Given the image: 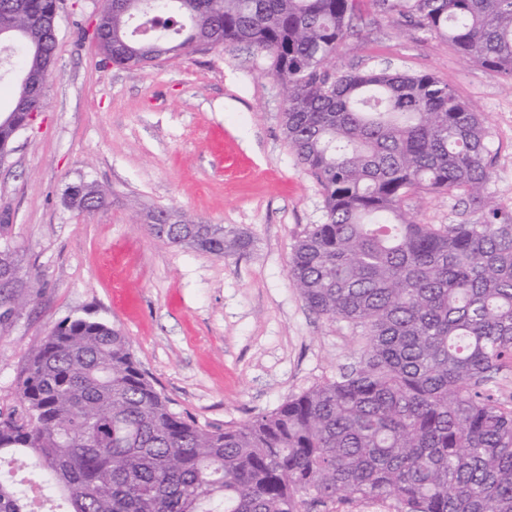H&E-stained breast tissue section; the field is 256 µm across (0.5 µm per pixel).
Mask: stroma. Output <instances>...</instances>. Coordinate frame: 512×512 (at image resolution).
<instances>
[{
	"label": "stroma",
	"instance_id": "stroma-1",
	"mask_svg": "<svg viewBox=\"0 0 512 512\" xmlns=\"http://www.w3.org/2000/svg\"><path fill=\"white\" fill-rule=\"evenodd\" d=\"M101 0H62L43 108L0 162V245L22 302L0 316V413L58 322L105 321L176 411L203 427L243 423L354 363L361 338L305 303L288 275L296 241L322 223L316 178L281 129L283 90L269 57L219 46L145 67L105 66L87 27ZM340 71L390 68L448 83L488 130L491 206L512 213V81L372 6L332 59ZM93 182L107 205L82 212L69 186ZM422 224H477L459 194L411 197ZM165 210L250 237L223 258L155 239Z\"/></svg>",
	"mask_w": 512,
	"mask_h": 512
}]
</instances>
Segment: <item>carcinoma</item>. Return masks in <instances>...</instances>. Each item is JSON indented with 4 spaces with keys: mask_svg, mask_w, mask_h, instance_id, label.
I'll return each instance as SVG.
<instances>
[{
    "mask_svg": "<svg viewBox=\"0 0 512 512\" xmlns=\"http://www.w3.org/2000/svg\"><path fill=\"white\" fill-rule=\"evenodd\" d=\"M134 15L104 0L103 64L247 43L272 59L282 130L319 182L324 221L288 272L313 311L360 330L356 362L253 420L204 428L146 377L122 330L65 319L30 357L21 410L0 414V512H512V405L489 387L512 367V215L489 205L481 113L431 74L339 72L329 60L363 0H163ZM512 80V0H370ZM52 0H0V29L44 43L0 58L46 68ZM98 207L94 183L70 186ZM460 193L481 224H420L404 205ZM156 239L224 257L222 224H155Z\"/></svg>",
    "mask_w": 512,
    "mask_h": 512,
    "instance_id": "1",
    "label": "carcinoma"
}]
</instances>
